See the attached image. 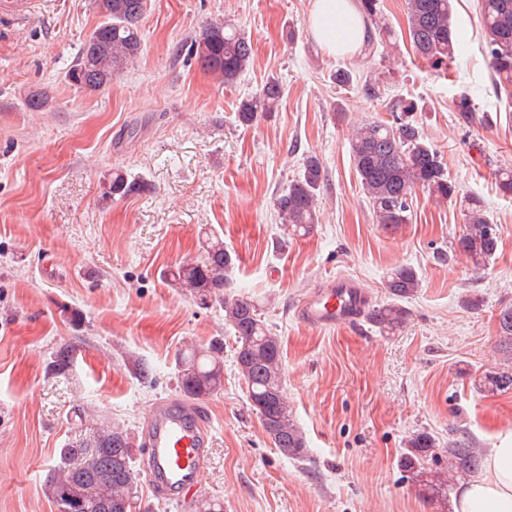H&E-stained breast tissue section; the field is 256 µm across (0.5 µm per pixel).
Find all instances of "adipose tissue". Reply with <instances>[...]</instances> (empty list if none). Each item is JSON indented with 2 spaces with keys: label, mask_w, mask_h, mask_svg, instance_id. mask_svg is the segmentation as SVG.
<instances>
[{
  "label": "adipose tissue",
  "mask_w": 512,
  "mask_h": 512,
  "mask_svg": "<svg viewBox=\"0 0 512 512\" xmlns=\"http://www.w3.org/2000/svg\"><path fill=\"white\" fill-rule=\"evenodd\" d=\"M314 39L328 54L347 56L367 38L355 0H314ZM453 512H512V433L488 449L479 476L458 488Z\"/></svg>",
  "instance_id": "adipose-tissue-1"
}]
</instances>
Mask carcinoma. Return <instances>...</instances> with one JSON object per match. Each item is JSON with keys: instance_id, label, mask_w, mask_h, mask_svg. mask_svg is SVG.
Returning <instances> with one entry per match:
<instances>
[{"instance_id": "carcinoma-1", "label": "carcinoma", "mask_w": 512, "mask_h": 512, "mask_svg": "<svg viewBox=\"0 0 512 512\" xmlns=\"http://www.w3.org/2000/svg\"><path fill=\"white\" fill-rule=\"evenodd\" d=\"M103 21L83 43L79 57L67 73L69 81L90 91L99 90L112 76L142 51L140 23L148 0H92ZM408 34L417 57L433 67L452 61L461 50L454 19L453 0H408ZM481 45L488 59L497 91L512 100V0H481ZM190 56L197 66L226 85L233 84L253 62V46L238 28L226 21L203 25L190 41ZM283 97L279 80L265 82L260 91L242 100L237 121L252 125L261 115L273 112ZM405 114L392 122H368L351 139L350 152L364 194L376 223L392 234L412 217L411 204L421 189L441 201L458 197L453 180L438 151L426 144L418 127ZM323 182L319 159H304L301 173L288 189L274 198L273 207L281 223L301 236L310 234L317 223L318 194ZM143 189L121 172L112 173L106 195L121 198ZM466 231L457 239V250L476 269L486 267L498 249L495 225L488 219L480 198L466 199ZM237 258L224 249L217 234L205 237L200 260L183 263L164 272L168 286L179 288L224 309V320L234 330L237 346L235 363L246 386L247 399L273 446L285 457L304 462L310 457L307 440L295 422L284 389L281 343L261 320L258 307L245 297H224ZM389 301L374 307L367 321L379 333L394 336L406 325V306L419 288L420 278L409 266L393 268L385 280ZM500 345L512 350V307L497 316ZM77 347L58 346L47 364V374L65 377L71 371ZM176 379L181 394L198 400L219 391L224 382V347L218 342L178 354ZM476 388L485 395L512 390V357L478 379ZM408 481L419 489L429 504L448 507L451 482L477 473L483 463V449L471 441L451 440L448 448H437L429 433L408 437L399 460ZM132 465V442L128 431L104 423L86 441H71L59 449L58 461L46 476L45 495L58 506L69 499L83 502L89 512H132L136 506L128 486Z\"/></svg>"}]
</instances>
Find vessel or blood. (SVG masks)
Listing matches in <instances>:
<instances>
[{
    "label": "vessel or blood",
    "mask_w": 512,
    "mask_h": 512,
    "mask_svg": "<svg viewBox=\"0 0 512 512\" xmlns=\"http://www.w3.org/2000/svg\"><path fill=\"white\" fill-rule=\"evenodd\" d=\"M368 305L363 287L341 276L309 293L297 317L318 329L354 327L364 319ZM208 427L203 403L174 399L154 406L145 432L154 494L178 496L200 485L211 441Z\"/></svg>",
    "instance_id": "b4317fda"
}]
</instances>
